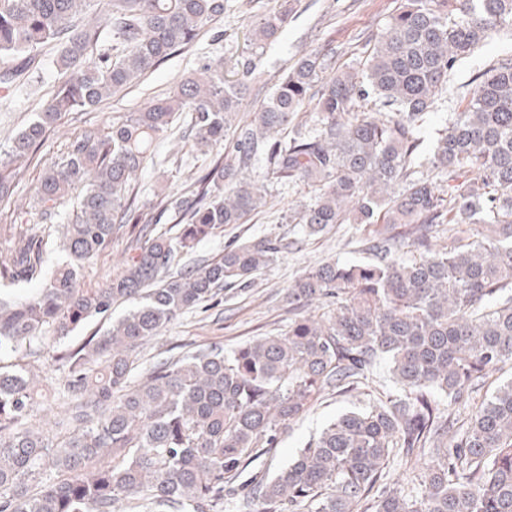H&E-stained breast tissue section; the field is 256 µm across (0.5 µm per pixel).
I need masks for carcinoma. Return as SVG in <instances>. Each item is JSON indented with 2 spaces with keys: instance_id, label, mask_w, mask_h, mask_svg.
Here are the masks:
<instances>
[{
  "instance_id": "cac0c4a2",
  "label": "carcinoma",
  "mask_w": 512,
  "mask_h": 512,
  "mask_svg": "<svg viewBox=\"0 0 512 512\" xmlns=\"http://www.w3.org/2000/svg\"><path fill=\"white\" fill-rule=\"evenodd\" d=\"M97 2L0 0V83L21 84L48 47L58 68L51 101L0 144V204L62 115L133 87L224 15V0H109L112 52L96 54ZM290 14L285 3L261 18L253 44L276 40ZM504 28L512 0H400L365 71L324 78L334 51L314 50L250 119L240 106L253 68L237 60L235 79L224 62L206 63L144 109L85 121L35 186L46 223L0 225V512H512V379L480 397L512 365V55L473 79L432 142L430 174L419 171V129L448 77ZM184 114L194 146L216 159L157 197L159 214L186 219L167 237L135 205L131 180ZM260 163L312 187L291 220L304 235L363 224L375 260L325 262L296 279L284 333L138 371L145 341L223 289L248 291L277 259L281 244L267 237L181 265L264 205L250 175ZM123 229L136 250L128 267L100 288L77 287L82 263ZM59 232L69 261L38 293L15 296L44 279ZM121 300L132 308L103 333L52 355L66 373L62 423L75 425L56 443L30 425L37 380L18 355L38 356L48 329L66 337L111 318ZM379 360L397 391L340 415L286 468L227 498L283 425L329 393L369 386ZM392 469L404 478L383 482Z\"/></svg>"
}]
</instances>
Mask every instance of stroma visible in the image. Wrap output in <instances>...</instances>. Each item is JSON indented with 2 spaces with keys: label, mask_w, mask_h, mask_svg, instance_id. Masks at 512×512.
<instances>
[{
  "label": "stroma",
  "mask_w": 512,
  "mask_h": 512,
  "mask_svg": "<svg viewBox=\"0 0 512 512\" xmlns=\"http://www.w3.org/2000/svg\"><path fill=\"white\" fill-rule=\"evenodd\" d=\"M399 4L400 0H295L294 17L286 30L277 40L255 51L249 42L251 30L261 17L278 9L279 0H224L223 16L213 21L193 45L172 54L127 94L104 101L88 112L87 117L101 125L111 123L113 118L143 109L164 96L203 64L246 57L253 59L256 70L241 112L252 116L281 74L306 51L327 46L335 48L333 70H361L367 56V40L385 26ZM506 54L512 55L510 29L494 33L483 47L455 69L447 90L435 102L420 128L423 142H431L452 113L461 110V102L478 72ZM56 85V53L49 49L42 55L32 83L0 95V139L23 128L34 112L51 99ZM81 128L78 115L63 117L38 150V164L21 174L11 205L19 222L41 223V214L34 202L37 179L44 165L61 153L68 138L78 134ZM252 176L263 183L268 192L266 206L250 223L227 224L217 230L198 245L195 258L216 259L222 255L225 244L234 239L252 241L263 236H279L289 240V247L256 276L249 292L220 291L206 307L184 313L167 325L141 348L140 363L152 364L180 348L217 344L229 352L254 337L287 330L289 314L284 291L294 280L326 261H372L373 254L364 241L366 233L357 224H337L317 237L296 236L294 225L288 222V213L296 204L311 197L312 190L306 183L284 185L263 166L256 168ZM180 182V177L161 174L153 165H145L134 181L138 206L144 212H151L157 192L163 189L176 193ZM128 254L126 238H114L104 252L84 263L78 277L81 288L100 287L119 275ZM34 371L40 384L31 422L47 429L57 411V391L65 375L44 360L35 362ZM367 403L363 395L326 396L306 415L282 429L277 448L262 457V468L272 473L278 471L292 460L298 448L337 415Z\"/></svg>",
  "instance_id": "obj_1"
}]
</instances>
